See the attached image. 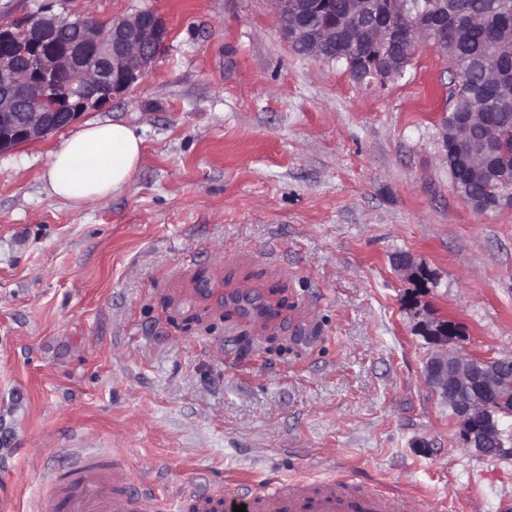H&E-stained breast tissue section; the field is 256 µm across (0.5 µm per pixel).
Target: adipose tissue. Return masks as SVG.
I'll list each match as a JSON object with an SVG mask.
<instances>
[{"mask_svg":"<svg viewBox=\"0 0 512 512\" xmlns=\"http://www.w3.org/2000/svg\"><path fill=\"white\" fill-rule=\"evenodd\" d=\"M142 140L126 124L95 122L70 134L44 173L49 195L80 206L112 196L139 169Z\"/></svg>","mask_w":512,"mask_h":512,"instance_id":"adipose-tissue-1","label":"adipose tissue"}]
</instances>
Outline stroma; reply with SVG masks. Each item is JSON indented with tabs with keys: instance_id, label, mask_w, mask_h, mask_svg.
Wrapping results in <instances>:
<instances>
[{
	"instance_id": "stroma-1",
	"label": "stroma",
	"mask_w": 512,
	"mask_h": 512,
	"mask_svg": "<svg viewBox=\"0 0 512 512\" xmlns=\"http://www.w3.org/2000/svg\"><path fill=\"white\" fill-rule=\"evenodd\" d=\"M44 6L152 10L171 35L84 116L142 139L112 197L48 195L68 130L0 155V501L32 512L81 449L117 453L172 504L304 475L396 491L403 512L420 495L512 512V455L462 447L415 330L427 307L462 348L512 355V210L477 213L453 186L446 59L427 45L403 77L357 84L291 50L270 0H0V20ZM404 252L432 275L423 293L394 268ZM254 288L275 318L221 303Z\"/></svg>"
}]
</instances>
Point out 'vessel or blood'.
Masks as SVG:
<instances>
[{
  "label": "vessel or blood",
  "instance_id": "b4317fda",
  "mask_svg": "<svg viewBox=\"0 0 512 512\" xmlns=\"http://www.w3.org/2000/svg\"><path fill=\"white\" fill-rule=\"evenodd\" d=\"M400 512L394 495L333 477L287 479L256 490L246 484L194 493L168 508L135 474L110 456L86 453L53 469L36 499V512Z\"/></svg>",
  "mask_w": 512,
  "mask_h": 512
}]
</instances>
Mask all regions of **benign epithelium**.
<instances>
[{
    "label": "benign epithelium",
    "instance_id": "7a95c632",
    "mask_svg": "<svg viewBox=\"0 0 512 512\" xmlns=\"http://www.w3.org/2000/svg\"><path fill=\"white\" fill-rule=\"evenodd\" d=\"M271 2L282 38L290 45L307 44L309 54L319 62L327 45L337 49L331 59L349 64L370 47V25L364 22L369 0H349L340 22L316 30L302 24L301 12L306 3L312 9L323 8L322 0ZM394 2L400 4V11L378 27L384 64L373 72L370 82L383 85L397 78L400 63L394 48L415 51L430 35L441 55H453L462 70L470 66L457 52L456 33L432 21L435 12H446L448 7L412 17L415 0ZM62 27L59 16L46 12L35 21L28 17L0 24V154L43 140L84 113L103 109L144 76L169 36L165 22L151 11L98 19L92 29L80 25L78 35L69 42L56 39ZM440 125L448 164L461 165L474 179L495 182L496 209L512 210V169L492 167L502 144L486 113L473 108L460 122ZM394 266L409 279L423 273L410 255L396 258ZM416 329L431 345L424 383L453 410L463 446L483 457L506 455L501 421L512 416V355L496 357L458 349L457 323L446 316L426 313Z\"/></svg>",
    "mask_w": 512,
    "mask_h": 512
}]
</instances>
